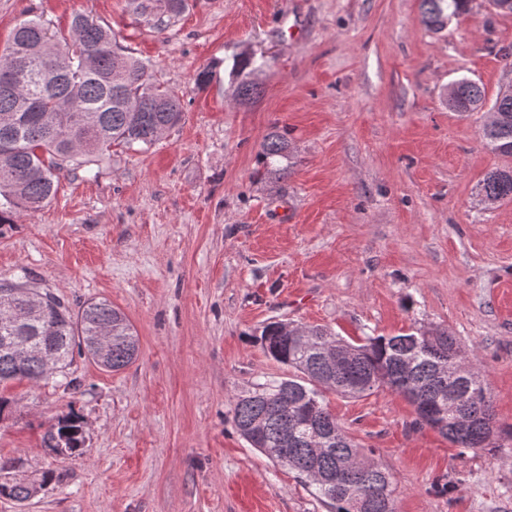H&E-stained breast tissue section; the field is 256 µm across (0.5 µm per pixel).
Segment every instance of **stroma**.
I'll list each match as a JSON object with an SVG mask.
<instances>
[{
    "label": "stroma",
    "instance_id": "35a3bbf8",
    "mask_svg": "<svg viewBox=\"0 0 512 512\" xmlns=\"http://www.w3.org/2000/svg\"><path fill=\"white\" fill-rule=\"evenodd\" d=\"M31 10L62 29L76 12L110 24L185 115L94 174L62 173L55 198L0 230V285L73 309L108 300L140 343L117 372L75 356L70 388L0 389V457L22 461L7 481L53 475L0 512H332L233 423L237 397L295 375L258 340L271 321L357 342L446 329L512 427V199L479 196L508 160L482 142L487 112L448 107L463 78L490 103L512 87V15L473 0L433 32L420 0H197L160 33L126 0H0V48ZM243 56L266 60L248 104ZM275 129L293 148L279 181L256 175ZM324 397L389 471L398 512H512V439L465 451L388 390ZM71 413L86 441L60 458L43 435Z\"/></svg>",
    "mask_w": 512,
    "mask_h": 512
}]
</instances>
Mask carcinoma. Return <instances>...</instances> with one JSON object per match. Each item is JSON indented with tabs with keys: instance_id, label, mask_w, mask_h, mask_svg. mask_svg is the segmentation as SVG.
Listing matches in <instances>:
<instances>
[{
	"instance_id": "1",
	"label": "carcinoma",
	"mask_w": 512,
	"mask_h": 512,
	"mask_svg": "<svg viewBox=\"0 0 512 512\" xmlns=\"http://www.w3.org/2000/svg\"><path fill=\"white\" fill-rule=\"evenodd\" d=\"M134 19L162 31L180 18L190 0H126ZM472 0H420L423 23L443 29L452 17L470 9ZM485 94L475 82L461 79L448 93V108L479 112ZM492 120L482 128L484 145L512 157V94L498 95ZM184 117L176 88L158 83L149 62L117 42L108 24L83 13L72 17L68 31L55 28L42 14H28L15 27L0 52V227L14 223L20 212L40 210L57 191L56 173L91 170L114 146L148 147ZM264 174L279 179L290 169V144L284 134L268 133L259 153ZM481 192L495 201L512 199V167L486 174ZM39 311L23 320L18 335L60 358L65 372L78 352L93 358L91 343L100 330L112 336L109 370L120 371L138 355L139 340L127 316L106 300L82 304L74 312L50 294L40 295ZM428 334L367 336L353 344L331 331L312 326L297 337L290 325L267 324L260 341L273 359L300 373L297 379L259 386L234 404V424L244 438L255 427L266 434L260 448L273 462L310 481L315 495L334 512H386L394 497L390 474L353 440L327 409L323 391L361 397L379 388L402 395L411 404H429L443 411L430 422L458 448L483 442L499 448L512 431L490 435L491 396L478 367L462 369L466 352L460 343ZM46 379L37 358L19 366L0 356V383ZM470 421L465 435H451L460 415ZM288 439V454L273 453ZM50 449L73 452L85 443L84 423L71 414L51 425L44 435ZM0 495L18 502L32 497L30 483H0Z\"/></svg>"
}]
</instances>
